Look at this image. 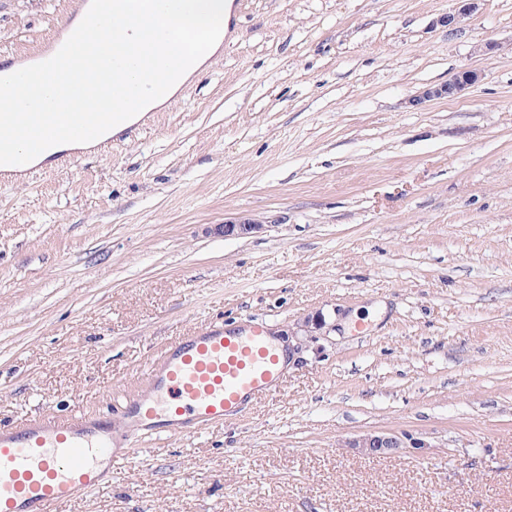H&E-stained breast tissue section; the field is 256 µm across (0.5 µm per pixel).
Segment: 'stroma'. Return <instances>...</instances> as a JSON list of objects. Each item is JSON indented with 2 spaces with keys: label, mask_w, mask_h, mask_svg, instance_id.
<instances>
[{
  "label": "stroma",
  "mask_w": 512,
  "mask_h": 512,
  "mask_svg": "<svg viewBox=\"0 0 512 512\" xmlns=\"http://www.w3.org/2000/svg\"><path fill=\"white\" fill-rule=\"evenodd\" d=\"M455 7L234 0L233 37L138 139L0 180V425L117 409L212 320L293 346L280 393L142 439L63 512H512V0L452 30ZM67 10L0 0V51ZM464 68L475 85L411 105ZM370 432L417 445L345 448Z\"/></svg>",
  "instance_id": "stroma-1"
}]
</instances>
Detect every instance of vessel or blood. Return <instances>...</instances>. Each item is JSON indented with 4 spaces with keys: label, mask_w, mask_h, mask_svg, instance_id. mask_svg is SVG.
<instances>
[{
    "label": "vessel or blood",
    "mask_w": 512,
    "mask_h": 512,
    "mask_svg": "<svg viewBox=\"0 0 512 512\" xmlns=\"http://www.w3.org/2000/svg\"><path fill=\"white\" fill-rule=\"evenodd\" d=\"M287 379L268 327L216 320L176 337L127 392L122 423L76 411L0 425V512H60L120 471L132 433L189 437L241 415Z\"/></svg>",
    "instance_id": "vessel-or-blood-1"
}]
</instances>
